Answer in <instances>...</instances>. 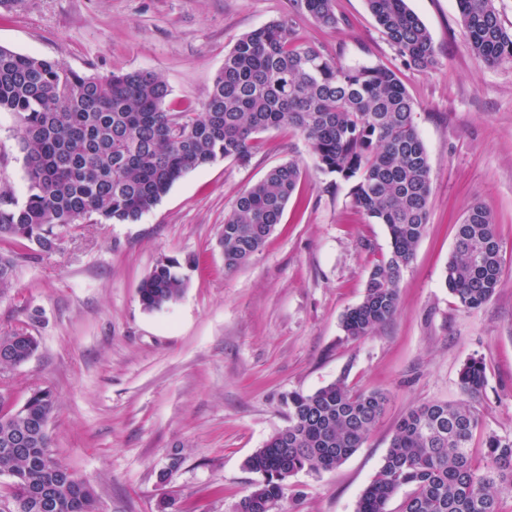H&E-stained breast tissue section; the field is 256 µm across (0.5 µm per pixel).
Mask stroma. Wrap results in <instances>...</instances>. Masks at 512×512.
<instances>
[{"instance_id": "1", "label": "stroma", "mask_w": 512, "mask_h": 512, "mask_svg": "<svg viewBox=\"0 0 512 512\" xmlns=\"http://www.w3.org/2000/svg\"><path fill=\"white\" fill-rule=\"evenodd\" d=\"M297 0H20L0 10V46L61 67L152 71L172 106L202 105L237 38L293 17L298 36L329 58L397 70L432 167L429 220L403 272L399 307L370 336L348 338L344 313L390 252L384 225L353 205L351 185L318 169L300 133L258 134L248 163L219 160L186 174L134 224H81L49 254L16 252L0 292V336L39 342L0 367V392L22 406L52 391L51 451L93 490L98 512H235L257 481L247 459L288 424V397L345 380L389 396L383 420L334 470L301 471L277 512H355L398 421L422 404L461 398L459 373L485 366L472 442L512 438V63L474 56L457 0H407L431 33L439 66H403L366 0H333L325 26ZM295 161L298 189L281 224L245 266L224 268V218L269 169ZM27 197L17 120L0 112V187ZM475 202L493 212L503 279L465 310L444 283L456 226ZM165 257L183 262L182 296L144 310L141 280Z\"/></svg>"}]
</instances>
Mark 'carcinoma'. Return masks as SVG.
<instances>
[{
	"mask_svg": "<svg viewBox=\"0 0 512 512\" xmlns=\"http://www.w3.org/2000/svg\"><path fill=\"white\" fill-rule=\"evenodd\" d=\"M316 20L337 23L332 0H300ZM381 32L402 63L433 70L439 60L426 25L406 0H366ZM471 52L489 65L512 61V32L493 0H458ZM165 81L148 71L80 73L54 61L0 46V112L20 122L19 145L28 194L18 204L0 191V240L24 241L42 253L77 224H135L184 175L217 159L245 164L255 135L279 128L300 132L317 167L353 182L354 205L386 226L391 252L372 267L363 299L347 310L342 328L359 339L396 313L404 269L414 257L429 219V157L414 122V103L396 73L379 65L331 60L299 41L284 18L239 37L224 54L202 107L173 111ZM288 161L241 193L224 218V267L235 270L265 246L281 223L301 180ZM14 257L0 252V289L10 284ZM181 263L163 258L143 278L139 298L147 311L180 298ZM503 278L495 216L472 204L457 225L445 284L467 310L486 304ZM38 349L24 330L0 336V365L20 364ZM485 367L469 360L459 374L464 398L431 402L409 411L396 426L383 462L362 492L356 512H499L512 496V440L486 437L485 461L476 466L471 441L480 426L472 398L485 385ZM381 391L355 392L338 381L313 393L288 397V426L247 460L260 475L237 512H269L285 496L288 477L306 470L332 471L365 442L383 415ZM55 401L33 392L19 412L0 411V473L11 477L10 499L36 486L54 490V512H96L82 480L67 468L48 467L49 419ZM409 488L396 510L389 504Z\"/></svg>",
	"mask_w": 512,
	"mask_h": 512,
	"instance_id": "obj_1",
	"label": "carcinoma"
}]
</instances>
